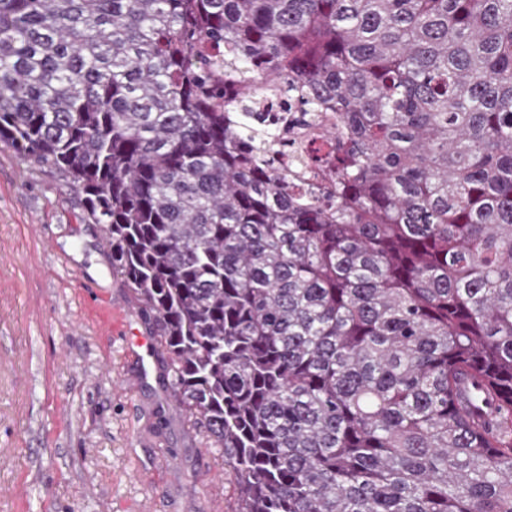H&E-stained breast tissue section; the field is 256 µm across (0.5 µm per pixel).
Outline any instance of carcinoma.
Segmentation results:
<instances>
[{
  "instance_id": "cac0c4a2",
  "label": "carcinoma",
  "mask_w": 512,
  "mask_h": 512,
  "mask_svg": "<svg viewBox=\"0 0 512 512\" xmlns=\"http://www.w3.org/2000/svg\"><path fill=\"white\" fill-rule=\"evenodd\" d=\"M0 141L236 512H512V0H0Z\"/></svg>"
}]
</instances>
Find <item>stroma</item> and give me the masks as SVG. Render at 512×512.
<instances>
[{
	"label": "stroma",
	"mask_w": 512,
	"mask_h": 512,
	"mask_svg": "<svg viewBox=\"0 0 512 512\" xmlns=\"http://www.w3.org/2000/svg\"><path fill=\"white\" fill-rule=\"evenodd\" d=\"M130 300L80 194L0 143V512H234Z\"/></svg>",
	"instance_id": "obj_1"
}]
</instances>
